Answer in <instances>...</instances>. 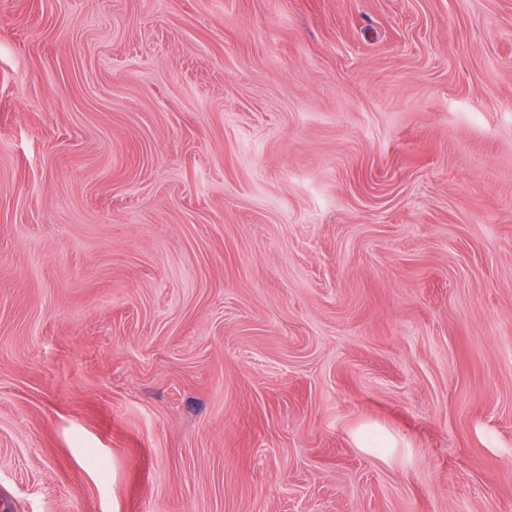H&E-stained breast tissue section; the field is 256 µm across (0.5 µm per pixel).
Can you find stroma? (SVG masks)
<instances>
[{
    "mask_svg": "<svg viewBox=\"0 0 512 512\" xmlns=\"http://www.w3.org/2000/svg\"><path fill=\"white\" fill-rule=\"evenodd\" d=\"M5 512H512V0H0Z\"/></svg>",
    "mask_w": 512,
    "mask_h": 512,
    "instance_id": "stroma-1",
    "label": "stroma"
}]
</instances>
